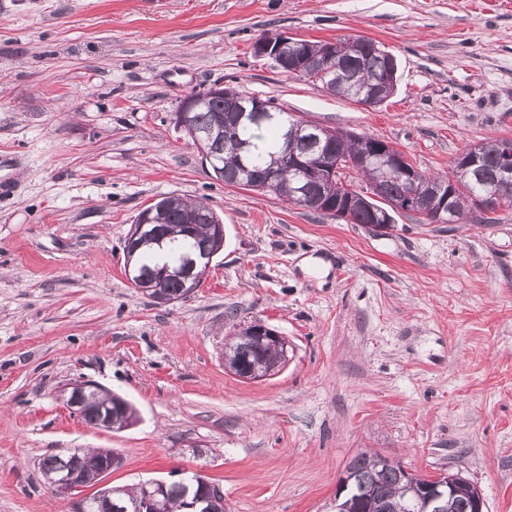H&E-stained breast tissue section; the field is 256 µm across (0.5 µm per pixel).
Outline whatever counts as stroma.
Here are the masks:
<instances>
[{
  "instance_id": "stroma-1",
  "label": "stroma",
  "mask_w": 512,
  "mask_h": 512,
  "mask_svg": "<svg viewBox=\"0 0 512 512\" xmlns=\"http://www.w3.org/2000/svg\"><path fill=\"white\" fill-rule=\"evenodd\" d=\"M365 36L399 63L368 107L253 54L261 36ZM221 83L442 173L512 139V0H0V512H71L38 461L109 448L106 482L197 472L227 512H330L357 453L462 473L512 512V209L495 224H361L213 179L172 112ZM206 201L224 249L190 298L125 275L138 213ZM261 322L288 363L246 383L224 343ZM83 377L138 422L87 425ZM202 445L203 455L192 445Z\"/></svg>"
}]
</instances>
